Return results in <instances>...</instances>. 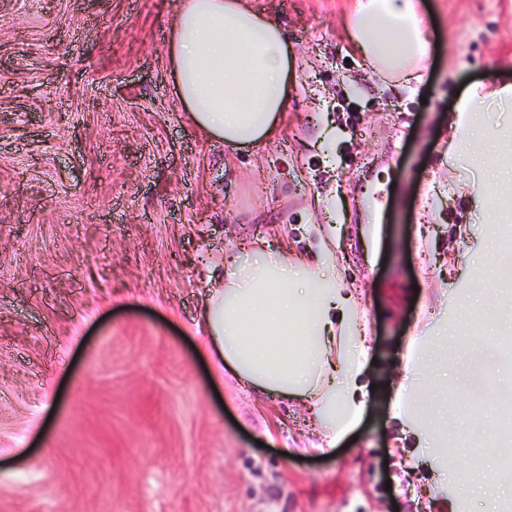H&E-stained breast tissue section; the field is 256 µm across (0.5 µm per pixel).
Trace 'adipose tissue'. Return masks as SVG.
Returning a JSON list of instances; mask_svg holds the SVG:
<instances>
[{
  "label": "adipose tissue",
  "instance_id": "obj_1",
  "mask_svg": "<svg viewBox=\"0 0 512 512\" xmlns=\"http://www.w3.org/2000/svg\"><path fill=\"white\" fill-rule=\"evenodd\" d=\"M431 21L424 0H353L349 36L382 76L421 81ZM168 58L190 121L231 147L276 132L288 107L292 50L278 23L246 0H183ZM512 112V83L471 84L457 100L449 155L479 158L480 180L500 177L491 136L476 117ZM248 267L231 262L204 304L203 328L217 356L246 385L305 401L330 437L345 433L363 404L366 348L341 303L345 285L327 268L255 249Z\"/></svg>",
  "mask_w": 512,
  "mask_h": 512
}]
</instances>
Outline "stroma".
<instances>
[{
	"label": "stroma",
	"mask_w": 512,
	"mask_h": 512,
	"mask_svg": "<svg viewBox=\"0 0 512 512\" xmlns=\"http://www.w3.org/2000/svg\"><path fill=\"white\" fill-rule=\"evenodd\" d=\"M249 2L287 33L295 81L274 137L233 150L177 99L182 0H0V512H512L494 449L463 496L417 445L466 436L478 404L492 430L488 402L512 395V349L452 339L512 330V253L448 158L457 91L512 81V0H427L413 91L372 74L350 0ZM313 224L369 359L363 416L326 452L309 408L242 388L196 329L214 259L310 255ZM423 339L448 374L421 370L401 420L395 373Z\"/></svg>",
	"instance_id": "stroma-1"
}]
</instances>
